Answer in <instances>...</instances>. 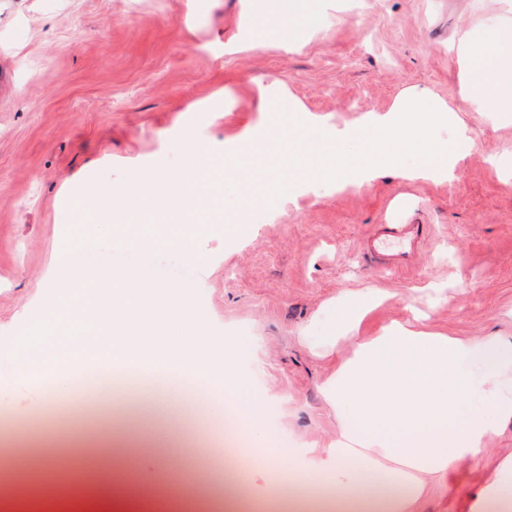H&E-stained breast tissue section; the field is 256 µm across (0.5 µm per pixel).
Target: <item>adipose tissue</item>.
Segmentation results:
<instances>
[{
    "label": "adipose tissue",
    "instance_id": "obj_1",
    "mask_svg": "<svg viewBox=\"0 0 512 512\" xmlns=\"http://www.w3.org/2000/svg\"><path fill=\"white\" fill-rule=\"evenodd\" d=\"M321 18L320 0H266L262 25L296 43ZM59 251L38 308L0 343V392L35 390L66 401L72 368L95 353L120 365L205 380L216 403L235 406V422L257 439L248 456L284 485H326L342 512H418L449 474L468 470L500 425L512 422V339H461L424 330L425 316L389 324L376 336L357 332L381 302L375 293L337 299L320 335H304L329 356L349 353L319 388L336 414V435L320 447L273 448L261 438L264 402L237 367L231 339L209 326L194 283L148 281L108 260L88 267ZM512 507V454L498 459L464 512Z\"/></svg>",
    "mask_w": 512,
    "mask_h": 512
}]
</instances>
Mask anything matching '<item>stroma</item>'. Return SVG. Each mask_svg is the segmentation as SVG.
Here are the masks:
<instances>
[{
  "mask_svg": "<svg viewBox=\"0 0 512 512\" xmlns=\"http://www.w3.org/2000/svg\"><path fill=\"white\" fill-rule=\"evenodd\" d=\"M319 29L287 48L260 26L261 0H0V340L13 336L32 309L37 286L69 235L111 250L113 263L145 255L110 249L94 229L73 226L72 204L89 183L122 187L156 167L179 173L184 136L212 153L248 139L266 119L260 102L280 111L303 109L314 122L343 128L370 112L388 111L409 88L445 101L457 97L458 64L448 42L482 18L473 0H323ZM461 120L478 147L445 183L409 182L382 175L357 188L330 190L319 181L303 192L283 191L270 203L248 204L235 183L217 200L222 215L249 231L224 239L216 225L201 239L205 267L183 276L167 225H158L148 277L166 267V282L191 279L213 327L244 340L236 359L251 391L267 401L265 427L280 448L328 441L336 417L317 391L337 358H321L302 342L304 328L321 327L329 303L346 293L374 290L382 303L360 334L404 322L409 306L425 308L427 330L462 339L512 336V179L485 160L487 151H512V123H489L467 111ZM382 224H422L430 232L412 271L392 274L370 262L366 236ZM444 300L428 307L430 286ZM110 377L114 393L133 383L184 390L187 378L139 371L89 359L73 370L75 403L85 384ZM16 395L0 397V427L25 433L30 444V490L8 512H195L190 489L211 485L225 494L246 485L251 505L288 497V488L250 478L241 453L202 464L203 447L224 429L198 405L179 420L174 447L163 455L142 444L157 430L153 414L133 428L140 441L122 465L149 470L167 484L172 470L188 483L144 503L105 494L93 463L74 460L48 470L32 446L53 448L61 438L59 409ZM480 470L452 474L431 487L419 512H460Z\"/></svg>",
  "mask_w": 512,
  "mask_h": 512,
  "instance_id": "1",
  "label": "stroma"
}]
</instances>
